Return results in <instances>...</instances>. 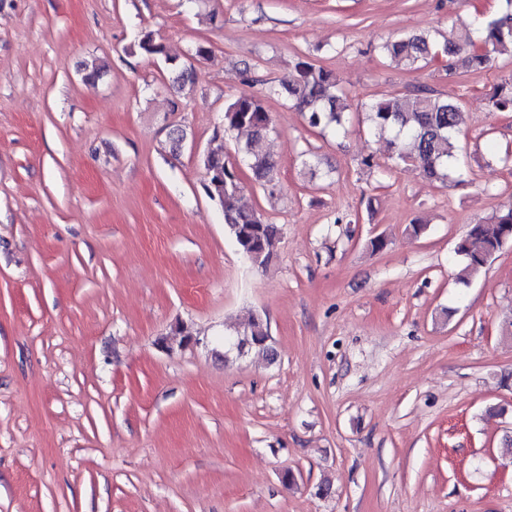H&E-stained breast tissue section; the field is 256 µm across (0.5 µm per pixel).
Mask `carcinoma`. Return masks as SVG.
Listing matches in <instances>:
<instances>
[{"instance_id": "carcinoma-1", "label": "carcinoma", "mask_w": 512, "mask_h": 512, "mask_svg": "<svg viewBox=\"0 0 512 512\" xmlns=\"http://www.w3.org/2000/svg\"><path fill=\"white\" fill-rule=\"evenodd\" d=\"M140 54L160 57L165 46L152 33L144 32L137 44ZM381 52L398 65L409 68L422 61L431 62L441 56L457 59L463 68L487 71L493 66L492 54L512 55V0H500L499 9L480 19L474 29L463 25L457 38L441 46L428 32L412 34L385 42ZM287 95L292 107L305 114L312 128L346 130L350 110L346 94L337 87L333 75L321 66L298 57L288 79L271 86L265 94L243 92L224 106V132L236 134L237 147L255 179L264 185L274 181L276 162L265 151L264 143L273 131L265 99ZM488 103L495 112H512V81L493 87ZM363 111L373 133H394L391 141L397 159L417 161L431 180L448 179L450 165L456 159L462 107L460 103L428 92L412 96L389 93L364 105ZM204 167L218 182L207 189V196L224 213V224L234 237L239 251L253 254L252 263L268 265L275 256L280 235L278 225L267 221L259 212L242 204L243 181L237 169L224 159V151L207 152ZM512 242V206L470 225L468 233L455 247L463 259L459 280L476 278L490 260ZM267 321L254 317L249 329L224 337V353L234 347L237 354L258 352L270 355Z\"/></svg>"}]
</instances>
